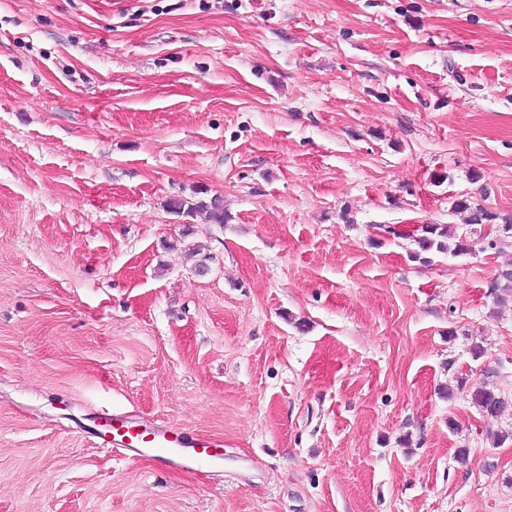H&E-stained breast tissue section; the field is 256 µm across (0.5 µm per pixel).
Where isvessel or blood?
<instances>
[{
  "label": "vessel or blood",
  "instance_id": "1",
  "mask_svg": "<svg viewBox=\"0 0 512 512\" xmlns=\"http://www.w3.org/2000/svg\"><path fill=\"white\" fill-rule=\"evenodd\" d=\"M98 426L99 447L131 450L164 462L172 468L191 470L216 465L224 456L219 442L207 436L190 438L181 429L167 425L144 428L122 413H100Z\"/></svg>",
  "mask_w": 512,
  "mask_h": 512
}]
</instances>
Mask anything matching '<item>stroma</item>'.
<instances>
[{
	"mask_svg": "<svg viewBox=\"0 0 512 512\" xmlns=\"http://www.w3.org/2000/svg\"><path fill=\"white\" fill-rule=\"evenodd\" d=\"M461 196L512 215V0H0V512H512V237ZM167 206L171 212L186 216L204 212L213 224L224 225L228 220V216L224 213L223 199L218 195L196 200L173 197L169 199ZM454 210H464L469 212V224L471 225H492L498 232L504 234L512 233V218H501V215L492 212L481 205H471L467 199H458L453 202ZM502 220L503 224L497 221ZM420 228L417 231H421V235L415 240L422 251H429L434 247L443 250L445 244L442 239L451 236L453 231V227L447 224H422ZM469 392L472 401L487 416H497L507 406V402L504 398L486 386H475L471 388ZM97 419L100 428L98 446L101 448L131 450L171 468L187 470L216 465L223 460L222 444L205 435L188 438L181 429L167 425L141 428L129 416L117 412H101ZM114 445L119 447L114 448Z\"/></svg>",
	"mask_w": 512,
	"mask_h": 512,
	"instance_id": "1",
	"label": "stroma"
}]
</instances>
